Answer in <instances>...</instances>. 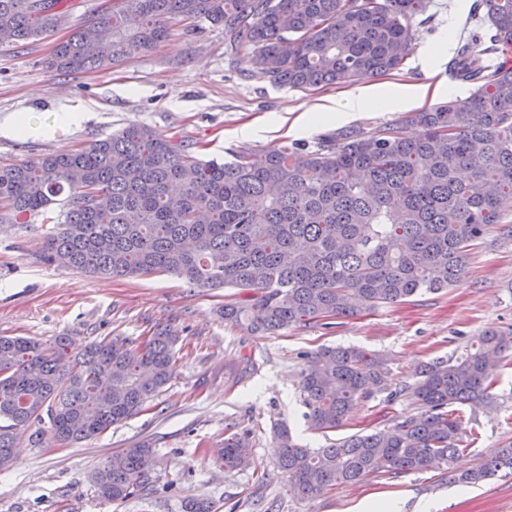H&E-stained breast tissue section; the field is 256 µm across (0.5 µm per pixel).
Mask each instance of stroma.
<instances>
[{"instance_id":"obj_1","label":"stroma","mask_w":512,"mask_h":512,"mask_svg":"<svg viewBox=\"0 0 512 512\" xmlns=\"http://www.w3.org/2000/svg\"><path fill=\"white\" fill-rule=\"evenodd\" d=\"M475 2L427 0L429 21L413 26L415 50L401 70L303 90L252 76L248 50L226 56L223 28L207 24L134 52L106 71H56L49 65L56 46L74 25L113 4L64 0L66 18L54 32L23 43L0 40V166L77 149L131 123L153 127L201 159L224 161L285 142L313 150L337 133L371 134L400 125L412 112L471 93V84L449 79V53L426 67L420 59L447 31L460 41L477 32ZM366 87L397 90L408 102L349 121L289 129L304 112ZM72 108L83 111V121L58 124L59 113ZM23 114L41 134L12 135ZM507 216L471 250L455 286L362 311L335 327L316 323L264 336L224 321L221 310L238 299L239 289L192 288L167 274L92 277L42 261L46 225L0 224V336L47 343L66 336L76 349L103 336L138 341L160 327L183 338L176 373L149 411L69 445L21 436L10 468L0 471V512H183L191 497L209 499L215 512H364L367 503L391 497L401 500L403 512L422 503L431 504V512H512L511 474L465 486L436 470L371 476L300 502L289 497L287 479L276 468L279 450L271 434L272 424L283 420L300 443L322 448L415 413L408 399L388 406L374 399L355 406L337 432L311 431L298 374L304 355L320 347L356 345L382 354L396 382L409 384L420 364L459 354L483 329L512 327V209ZM243 353L254 366L241 374L234 366ZM495 392L494 405L464 411L470 445L455 459L457 470L479 465L512 442V367L501 372ZM230 425L252 432L249 464L232 472L214 459ZM143 441L157 450L144 489L123 502L101 501L92 471ZM176 473L182 479L170 485Z\"/></svg>"}]
</instances>
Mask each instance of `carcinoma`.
Returning <instances> with one entry per match:
<instances>
[{"label":"carcinoma","instance_id":"1","mask_svg":"<svg viewBox=\"0 0 512 512\" xmlns=\"http://www.w3.org/2000/svg\"><path fill=\"white\" fill-rule=\"evenodd\" d=\"M0 0V30L15 42L53 32L63 0ZM485 33L458 45L448 75L473 92L415 112L412 137L400 127L345 133L315 151L294 145L226 163L201 161L154 128L132 123L79 149L0 167V224L55 225L41 258L93 277L168 273L192 288H239L224 320L275 333L321 318L350 317L462 281L467 252L504 223L512 206V69L484 57L512 42V0H482ZM426 0H115L75 26L51 66L64 73L108 70L168 39L178 25L224 28L228 54L251 51V72L276 86L313 88L401 69ZM179 336L160 329L140 344L105 336L77 353L58 336L43 344L0 336V471L18 435L41 441L92 439L146 409L176 371ZM512 366V329L489 327L453 360L427 362L412 384L394 385L386 358L328 346L300 373L311 430L333 432L350 409L376 395L405 396L419 411L384 428L313 450L288 425L276 467L289 494L312 499L374 474L431 470L478 484L512 469V444L479 466L451 470L463 452L460 407L490 406L501 371ZM252 432L228 428L217 462L247 465ZM121 463L92 476L97 496L125 501L155 462L149 442L124 449Z\"/></svg>","mask_w":512,"mask_h":512}]
</instances>
